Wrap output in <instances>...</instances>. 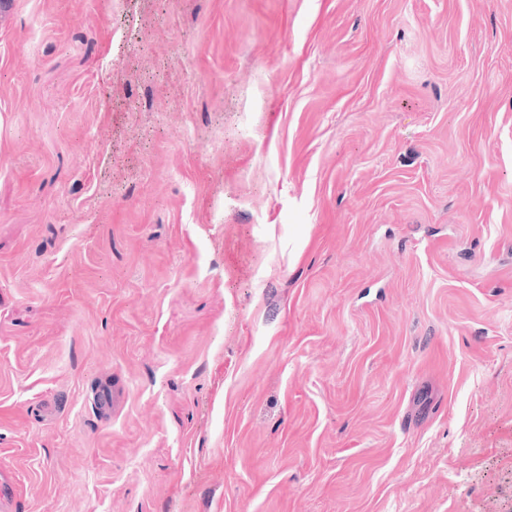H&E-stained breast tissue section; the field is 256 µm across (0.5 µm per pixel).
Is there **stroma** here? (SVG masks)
<instances>
[{"label":"stroma","mask_w":512,"mask_h":512,"mask_svg":"<svg viewBox=\"0 0 512 512\" xmlns=\"http://www.w3.org/2000/svg\"><path fill=\"white\" fill-rule=\"evenodd\" d=\"M0 512H512V0L1 7Z\"/></svg>","instance_id":"1"}]
</instances>
